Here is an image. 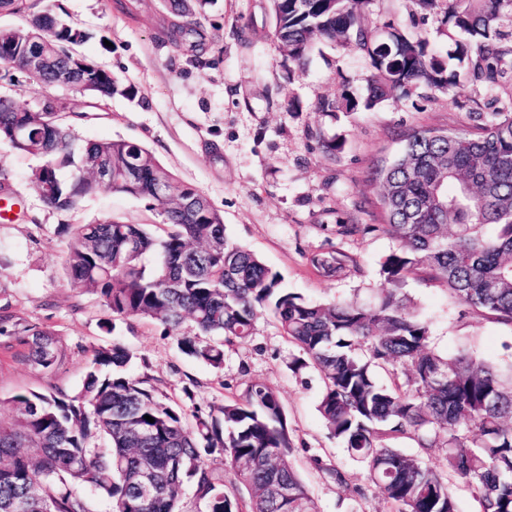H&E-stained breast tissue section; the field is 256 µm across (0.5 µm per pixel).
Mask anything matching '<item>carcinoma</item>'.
<instances>
[{
  "label": "carcinoma",
  "instance_id": "1",
  "mask_svg": "<svg viewBox=\"0 0 512 512\" xmlns=\"http://www.w3.org/2000/svg\"><path fill=\"white\" fill-rule=\"evenodd\" d=\"M43 0H11L26 27L0 32V89L18 85L26 49L41 40L54 58L39 81L55 84L72 46L87 34ZM183 19L169 39L194 52L199 34L191 0H169ZM371 0H270L274 37L290 60L306 64L318 44L353 42L368 61V93L317 102L321 112L372 110L397 103L421 87L464 83L486 92L512 69V0H448L447 56L428 42L388 26L377 33L367 19ZM72 87L100 99L132 97L111 72L89 69ZM473 129H412L390 161L376 165L380 229L396 242L380 261L381 287L368 300L311 303L281 287V275L252 251L231 242L224 219L198 189L178 184L147 148L126 140L75 145L53 98L46 111L28 112L0 94V143L36 159L31 182L43 202L69 211L99 192L150 201L163 223L150 227L114 218L73 227L66 269L74 287L99 294L122 318H141L177 336L183 354L214 369L224 346L253 335L266 312L324 380L318 412L395 512H458L449 487L456 478L476 491L480 512H512V362L486 364L463 351L455 357L432 345L428 324L404 292L408 280L438 283L455 301L512 327V109L486 111L473 100ZM166 192L158 193V186ZM159 252L148 270L144 255ZM351 258L330 251L312 258L335 277ZM494 287H488V284ZM197 333L178 335L185 318ZM0 336L44 375L66 350L54 334L0 306ZM132 355L114 343L91 351L81 388L29 390L0 407V512H91L90 498L110 512H180L191 484L206 512H318L292 466L293 443L277 393L252 383L224 405L193 412L125 373ZM404 368L405 380L387 385L379 373ZM154 418L150 423L145 416ZM102 435L105 448L90 445ZM406 438L424 451L443 448L433 465L391 446ZM224 457V468L205 458Z\"/></svg>",
  "mask_w": 512,
  "mask_h": 512
}]
</instances>
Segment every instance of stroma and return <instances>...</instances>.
I'll return each mask as SVG.
<instances>
[{
  "label": "stroma",
  "instance_id": "1",
  "mask_svg": "<svg viewBox=\"0 0 512 512\" xmlns=\"http://www.w3.org/2000/svg\"><path fill=\"white\" fill-rule=\"evenodd\" d=\"M45 4L62 6L73 24L89 32L77 52L133 85L136 95H115L98 107L75 90L24 79L17 86L20 100L35 109L51 97L84 112L73 127L79 139H123L146 147L178 183L209 198L232 242L279 271L288 291L315 302L372 296L380 284L379 263L395 243L377 229L382 219L371 168L393 159L406 129L468 127L469 107L478 96L467 84L449 91L422 88L369 112H320V98L347 89L365 94L367 65L353 46L328 44L297 66L273 36L269 0H212L204 8L197 59L168 40L177 18L167 0ZM369 19L376 30L395 23L439 51L448 49L442 12L426 11L418 0H372ZM330 140L340 145L333 156L322 148ZM0 164L12 175L21 209L12 220H0V306L50 328L67 352L64 364L45 376L14 359L0 337V398L28 390L75 392L92 349L115 341L132 354V374L148 377L190 411H209L228 393L260 382L280 396L294 444L291 460L319 512H387L364 467L329 435L319 416L321 374L311 367L291 370L300 350L272 316L257 322L250 341L225 347L224 367L216 370L184 355L176 334L164 326L113 316L95 293L72 286L63 270L68 228L105 217L161 223L146 200L98 193L75 210L58 211L30 181L34 158L0 143ZM346 224H372L376 230L346 235ZM331 250L346 253L351 262L328 279L309 259ZM406 291L442 354L465 350L494 365L512 355V328L454 301L446 288L411 281ZM331 468L344 473L345 483L328 476Z\"/></svg>",
  "mask_w": 512,
  "mask_h": 512
}]
</instances>
